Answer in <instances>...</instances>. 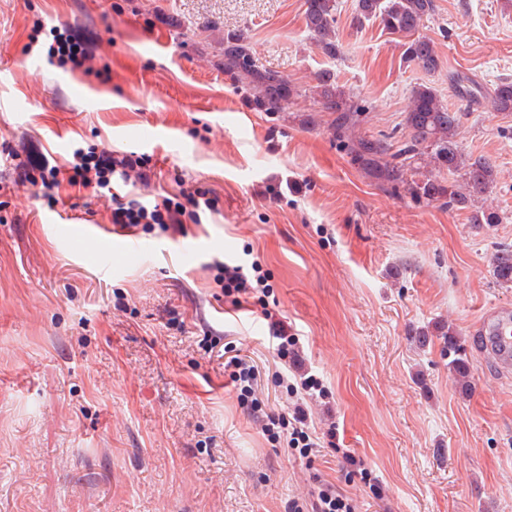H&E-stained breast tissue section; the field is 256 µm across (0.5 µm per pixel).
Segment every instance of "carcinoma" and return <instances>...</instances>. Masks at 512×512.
Listing matches in <instances>:
<instances>
[{
    "label": "carcinoma",
    "instance_id": "cac0c4a2",
    "mask_svg": "<svg viewBox=\"0 0 512 512\" xmlns=\"http://www.w3.org/2000/svg\"><path fill=\"white\" fill-rule=\"evenodd\" d=\"M435 9V0H356L351 24L360 28L367 21H379L383 30L407 38L402 44L405 62L432 71L439 66L435 45L415 33ZM336 10V0H306V28L317 46L330 57L339 53ZM224 70L241 77L257 91L256 106L264 112L280 111L282 102L294 93L286 79L259 62L243 32L232 31L224 36ZM317 88L322 107L336 113V129L347 132L354 128L364 106L341 89L328 70L317 76ZM491 102L498 112H512L511 79L500 80L493 90ZM462 115V109L443 104L431 87L418 85L411 91L404 117L407 137L400 145L395 147L385 139L358 137L351 140L349 150L354 160L376 179L394 187L403 186L414 200L441 201L451 209L466 210L469 223L476 226L497 224L500 222L497 212L472 204L493 185L496 171L486 157H474L461 150L457 135ZM423 155L433 160L435 173L423 180H407L408 167ZM443 171L455 180L441 177ZM493 275L500 285L512 286L511 246L496 250ZM458 351L459 345L453 334H448V352L455 353L449 365L458 377L464 379L467 359Z\"/></svg>",
    "mask_w": 512,
    "mask_h": 512
}]
</instances>
